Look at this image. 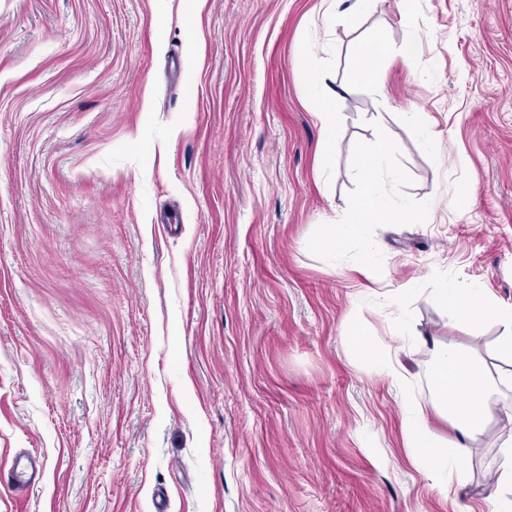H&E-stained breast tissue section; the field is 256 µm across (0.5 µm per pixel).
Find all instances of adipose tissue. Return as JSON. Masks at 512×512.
I'll list each match as a JSON object with an SVG mask.
<instances>
[{
	"mask_svg": "<svg viewBox=\"0 0 512 512\" xmlns=\"http://www.w3.org/2000/svg\"><path fill=\"white\" fill-rule=\"evenodd\" d=\"M389 155L386 144L379 140L368 142L359 157L363 174V190L338 224L319 227L317 246L339 249L362 236L367 225L389 221L395 224L415 222L413 210L404 205L388 204L373 178ZM429 300L447 310L452 324L465 325L482 320L497 323L500 334L496 341L501 360L497 368H489L478 360L470 349L448 347L436 353L429 379L434 400L430 407H405L402 428L408 447L417 449L418 463L437 471L462 469L467 461L466 442L475 440L491 419L492 395L503 388H512V305L494 298L480 283L466 287L446 284L435 289ZM448 422L458 439L442 438L431 425L430 416ZM508 428L501 436L500 459L493 484L495 512H512V414H507Z\"/></svg>",
	"mask_w": 512,
	"mask_h": 512,
	"instance_id": "1",
	"label": "adipose tissue"
}]
</instances>
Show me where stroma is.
I'll use <instances>...</instances> for the list:
<instances>
[{
  "instance_id": "1",
  "label": "stroma",
  "mask_w": 512,
  "mask_h": 512,
  "mask_svg": "<svg viewBox=\"0 0 512 512\" xmlns=\"http://www.w3.org/2000/svg\"><path fill=\"white\" fill-rule=\"evenodd\" d=\"M320 2L0 0V512H493L512 390L444 493L401 421L434 344L496 361L429 295L512 304V0ZM375 138L416 223L315 248ZM313 104L315 106L313 113L322 128L325 130V136L321 142V152L324 157L328 158L330 156L331 146L336 139V127L332 116L333 112H331L328 103L322 101L319 90L314 92Z\"/></svg>"
}]
</instances>
